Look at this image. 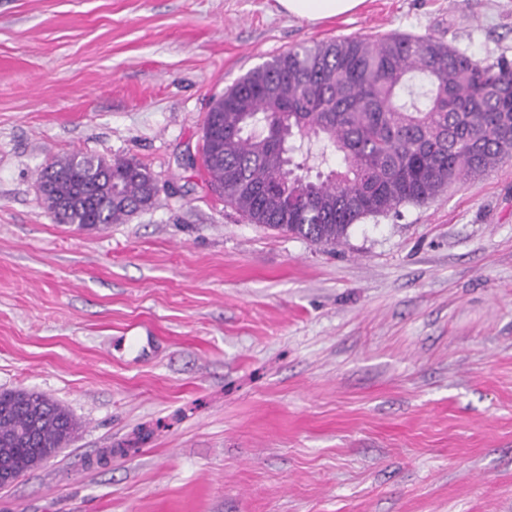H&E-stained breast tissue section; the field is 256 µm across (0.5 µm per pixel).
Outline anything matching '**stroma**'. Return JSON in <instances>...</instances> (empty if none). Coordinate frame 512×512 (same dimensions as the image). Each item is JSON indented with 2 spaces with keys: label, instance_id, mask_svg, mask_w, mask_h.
<instances>
[{
  "label": "stroma",
  "instance_id": "stroma-1",
  "mask_svg": "<svg viewBox=\"0 0 512 512\" xmlns=\"http://www.w3.org/2000/svg\"><path fill=\"white\" fill-rule=\"evenodd\" d=\"M393 31L512 61V0H0V391L78 424L0 512H512V159L333 247L203 168L248 70ZM76 151L171 191L57 223L38 173ZM364 0H277L281 11L289 17L308 21L350 14Z\"/></svg>",
  "mask_w": 512,
  "mask_h": 512
}]
</instances>
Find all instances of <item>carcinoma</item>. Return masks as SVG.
Returning a JSON list of instances; mask_svg holds the SVG:
<instances>
[{"mask_svg": "<svg viewBox=\"0 0 512 512\" xmlns=\"http://www.w3.org/2000/svg\"><path fill=\"white\" fill-rule=\"evenodd\" d=\"M332 150L338 169L296 173L298 145ZM203 163L224 204L251 224L337 245L363 219L399 213L512 158V62L477 60L431 35L390 32L298 46L241 76L210 108ZM60 224H121L156 204L155 178L133 159L81 152L39 172ZM78 200L64 213L53 201ZM0 444L21 477L77 430L51 398L1 391ZM33 436L28 437V430Z\"/></svg>", "mask_w": 512, "mask_h": 512, "instance_id": "carcinoma-1", "label": "carcinoma"}]
</instances>
